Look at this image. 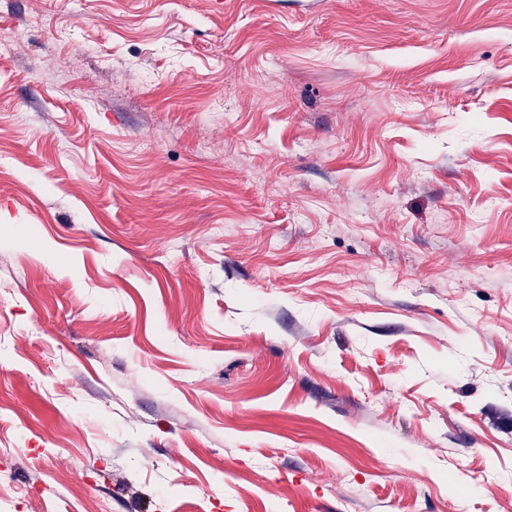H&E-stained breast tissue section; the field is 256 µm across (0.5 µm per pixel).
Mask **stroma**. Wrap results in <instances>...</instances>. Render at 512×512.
<instances>
[{"mask_svg": "<svg viewBox=\"0 0 512 512\" xmlns=\"http://www.w3.org/2000/svg\"><path fill=\"white\" fill-rule=\"evenodd\" d=\"M0 512H512V0H0Z\"/></svg>", "mask_w": 512, "mask_h": 512, "instance_id": "stroma-1", "label": "stroma"}]
</instances>
